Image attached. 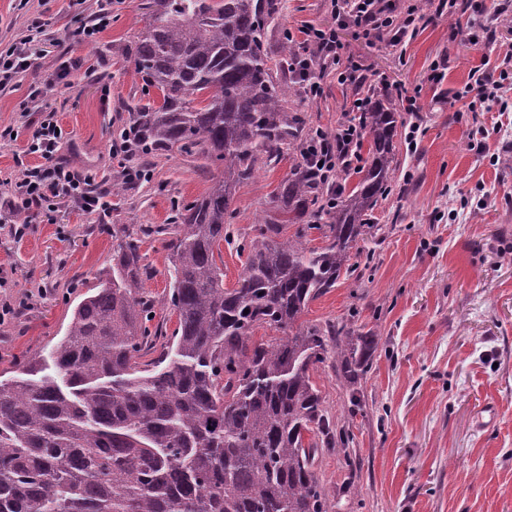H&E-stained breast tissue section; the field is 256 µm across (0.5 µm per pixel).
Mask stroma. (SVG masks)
<instances>
[{"label":"stroma","mask_w":512,"mask_h":512,"mask_svg":"<svg viewBox=\"0 0 512 512\" xmlns=\"http://www.w3.org/2000/svg\"><path fill=\"white\" fill-rule=\"evenodd\" d=\"M147 0H114L112 20L96 42L71 36L92 15L95 0H0V39L27 35L49 53L34 58L17 86L0 94V126L16 141L0 145V180L17 174L16 157L38 128L26 111L31 86L40 107L55 110L63 153L80 169L104 173L112 213L102 217L62 204L52 217L31 214L23 240L0 229V271L9 296L29 303L22 316L0 325V376L16 365L48 359L65 333L74 305L112 264L117 236L141 241V286L166 298L167 251L156 230L208 193L211 174L202 160L178 152L131 156L148 168L150 182H128L109 149L128 107L155 99L136 74L127 50L144 31ZM331 25L325 0H278L272 39L304 23ZM340 40L367 79L341 85L323 79V93L303 90L287 111L307 128L335 131L353 99L375 93L396 97L416 91V114H403L396 137L398 180L370 214L374 237L359 242L356 275L312 301L304 321H355L376 329L379 344L361 386L362 411L350 414L346 390L332 367L313 381L324 405L350 437L345 451L317 462L333 512H512V112L498 105L468 110L455 94L472 68L497 65L512 50V14L487 31L469 16L429 20L403 55L342 29ZM444 77L429 81L433 62ZM420 125L416 144L406 135ZM286 151L237 185L230 228L216 263L224 285L234 288L243 268L236 241L274 215L273 196L300 162ZM356 477L354 493L339 489Z\"/></svg>","instance_id":"35a3bbf8"}]
</instances>
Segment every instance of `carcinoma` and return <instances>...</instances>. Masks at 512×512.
I'll return each instance as SVG.
<instances>
[{
	"label": "carcinoma",
	"mask_w": 512,
	"mask_h": 512,
	"mask_svg": "<svg viewBox=\"0 0 512 512\" xmlns=\"http://www.w3.org/2000/svg\"><path fill=\"white\" fill-rule=\"evenodd\" d=\"M277 2L151 0L128 57L160 101L131 110L120 139L135 155L222 164V177L155 230L169 235L171 335L148 326L158 302L140 288V242L128 235L73 308L52 365L34 358L0 379V512H330L316 464L349 436L312 376L332 362L360 406L378 334L301 318L354 272L350 249L395 184L401 116L390 99L362 113L368 165L334 208L298 165L275 193L294 235L275 240L274 219L256 225L238 246V286L224 287L214 250L229 238L233 189L304 129L284 108L295 47L269 39ZM311 230L327 245L308 247ZM264 327L282 336L255 339Z\"/></svg>",
	"instance_id": "carcinoma-1"
}]
</instances>
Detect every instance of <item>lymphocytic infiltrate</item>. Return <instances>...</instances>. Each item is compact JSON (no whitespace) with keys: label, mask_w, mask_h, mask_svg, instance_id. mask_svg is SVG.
<instances>
[{"label":"lymphocytic infiltrate","mask_w":512,"mask_h":512,"mask_svg":"<svg viewBox=\"0 0 512 512\" xmlns=\"http://www.w3.org/2000/svg\"><path fill=\"white\" fill-rule=\"evenodd\" d=\"M329 9L338 26L355 30L357 36L374 40L391 49L404 47L427 22L426 15L416 0H328ZM302 49L292 69L297 82L312 98L322 93L320 80L334 76L338 84L355 82L360 65L347 56L345 46L336 38L335 28H323L312 23L300 27ZM31 37L12 42H0V89L13 86L19 75L30 67L35 54ZM499 73L492 74L476 68L468 75L464 95L473 103H512V53ZM367 98L355 99L350 109L353 118L338 123L335 132L317 131L306 139L301 154L307 167L327 189L328 203L336 201V185L341 172L358 166L361 161L359 143L361 127L355 119L364 111ZM62 129L55 112H42L39 127L23 152L40 157L35 166H26L11 184L6 197L0 198V216L9 219V233L23 238L27 222L17 221L21 212H52L56 201L65 200L80 210L110 213L112 202L106 191L100 190L96 175L91 170H76L61 153Z\"/></svg>","instance_id":"1"}]
</instances>
